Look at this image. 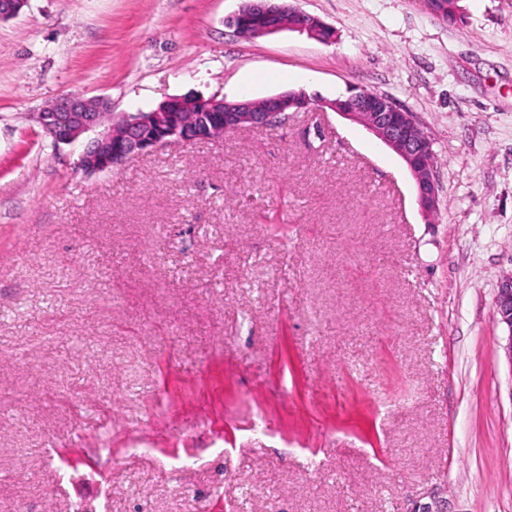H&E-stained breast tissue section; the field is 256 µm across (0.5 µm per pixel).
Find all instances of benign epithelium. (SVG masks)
I'll use <instances>...</instances> for the list:
<instances>
[{"instance_id": "7a95c632", "label": "benign epithelium", "mask_w": 512, "mask_h": 512, "mask_svg": "<svg viewBox=\"0 0 512 512\" xmlns=\"http://www.w3.org/2000/svg\"><path fill=\"white\" fill-rule=\"evenodd\" d=\"M29 0H0V20L15 18L27 7ZM263 12L271 18L286 12L296 18L293 24L280 21L262 31L245 24L249 15ZM229 24L247 39L276 33L284 28L305 34L320 42L334 40L335 33L319 18L291 8L283 0H244L240 11ZM328 108L341 116L364 125L377 139L396 152L407 165L416 186L417 201L422 211L438 209V187L431 160L429 139L411 135L416 126L412 113L397 106L393 100L374 92L354 94L345 102L334 104L313 102L303 93L288 91L261 99L228 102L217 95L197 94L165 99L155 112H137L112 117L100 99L68 95L50 102L37 113L42 135L53 146L72 144L83 134L94 131L81 157L80 167L87 174L106 172L126 160L154 152L172 141H212L244 127L275 129L288 120L290 112ZM498 323L507 331L503 350L512 364V275L500 284L495 298Z\"/></svg>"}]
</instances>
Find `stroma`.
Wrapping results in <instances>:
<instances>
[{"instance_id":"1","label":"stroma","mask_w":512,"mask_h":512,"mask_svg":"<svg viewBox=\"0 0 512 512\" xmlns=\"http://www.w3.org/2000/svg\"><path fill=\"white\" fill-rule=\"evenodd\" d=\"M29 0L0 21V512H512V0ZM412 112L401 157L329 110L108 172L36 122L191 92L349 88ZM286 0H244V4L240 11L232 17L229 24L233 26L238 35L247 39H254L265 36L268 33H276L284 28L306 34L308 37L320 42H331L335 38V32H332L330 26L323 23L319 18L298 10L296 8L288 7L286 4L281 3ZM256 12L267 13L271 18H277L280 12H287L288 15H293L298 22L293 24H284L277 21L274 24L265 27L263 31H255L251 26L265 25L264 19L256 17L250 21L251 26L245 24L249 15ZM330 27V28H329ZM498 323L507 331L503 350L508 361L512 363V275L500 284L495 298Z\"/></svg>"}]
</instances>
